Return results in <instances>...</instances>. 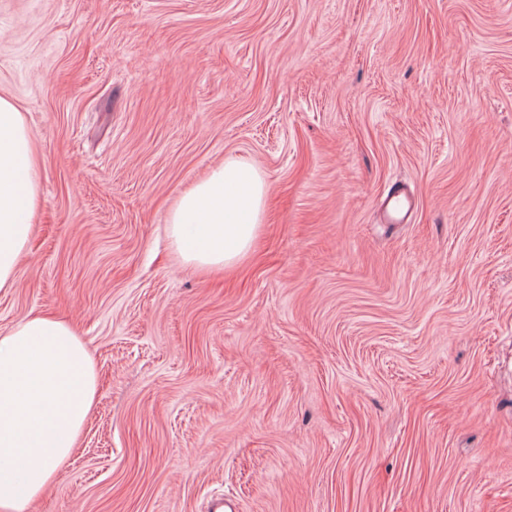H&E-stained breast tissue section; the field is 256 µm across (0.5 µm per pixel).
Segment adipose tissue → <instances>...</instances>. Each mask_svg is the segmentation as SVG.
<instances>
[{"label": "adipose tissue", "instance_id": "1", "mask_svg": "<svg viewBox=\"0 0 512 512\" xmlns=\"http://www.w3.org/2000/svg\"><path fill=\"white\" fill-rule=\"evenodd\" d=\"M267 187L252 164L228 159L185 190L169 232L185 264L230 270L253 251ZM40 202L36 146L22 112L0 95V290L13 287ZM98 374L76 329L31 313L0 336V512H29L70 460L95 404Z\"/></svg>", "mask_w": 512, "mask_h": 512}]
</instances>
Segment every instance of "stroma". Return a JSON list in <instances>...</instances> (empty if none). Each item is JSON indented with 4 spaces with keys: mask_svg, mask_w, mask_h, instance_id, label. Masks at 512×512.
<instances>
[{
    "mask_svg": "<svg viewBox=\"0 0 512 512\" xmlns=\"http://www.w3.org/2000/svg\"><path fill=\"white\" fill-rule=\"evenodd\" d=\"M0 94V335L66 318L100 376L30 512H512V0H0ZM235 157L263 230L200 273L168 211ZM40 202L36 146L22 112L0 95V290L12 288ZM386 211L389 215V223L404 221L411 209V202L406 194L401 191H394L386 197Z\"/></svg>",
    "mask_w": 512,
    "mask_h": 512,
    "instance_id": "stroma-1",
    "label": "stroma"
}]
</instances>
